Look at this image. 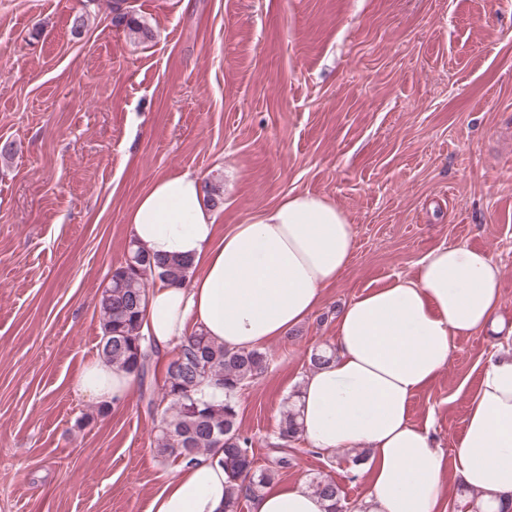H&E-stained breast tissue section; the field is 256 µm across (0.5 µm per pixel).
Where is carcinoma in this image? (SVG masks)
Listing matches in <instances>:
<instances>
[{"instance_id":"carcinoma-1","label":"carcinoma","mask_w":512,"mask_h":512,"mask_svg":"<svg viewBox=\"0 0 512 512\" xmlns=\"http://www.w3.org/2000/svg\"><path fill=\"white\" fill-rule=\"evenodd\" d=\"M115 23L144 39L151 31L128 12L115 7ZM139 268L123 264L114 270L98 298L102 317L99 353L132 377L145 381L151 371L154 352L141 333L149 282L183 283L191 276V265L180 259L150 256L130 241ZM270 359L255 348L233 350L215 343L203 332H193L175 348L165 366L160 391L141 393L147 409L157 414V452L185 464L209 452L223 453L222 464L230 475L225 512H238L241 499L254 497L271 484L276 472L288 467V444L299 439L296 413L282 412L277 442L272 444L271 465H257L252 440L243 434L238 421L237 395L268 371ZM221 391L204 400L198 397L202 385ZM313 493L330 502L328 512H346L341 489L328 478L310 482Z\"/></svg>"}]
</instances>
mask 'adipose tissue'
<instances>
[{"mask_svg": "<svg viewBox=\"0 0 512 512\" xmlns=\"http://www.w3.org/2000/svg\"><path fill=\"white\" fill-rule=\"evenodd\" d=\"M192 172L156 180L128 215L131 235L151 256L189 261L182 286L157 283L142 325L160 355L194 330L217 344L257 348L297 327L321 290L350 263L354 227L336 204L290 194L215 236L216 215ZM501 269L464 244L426 253L415 276L368 291L339 314L333 360L303 382L296 409L312 450L369 453L367 512H439L446 467L479 493L483 512L512 505V356H490L469 399L452 459L410 405L448 363L453 340L496 323ZM74 389L102 406L128 399L133 379L104 358L85 363ZM227 477L218 458L177 466L147 512H224ZM306 488L269 486L252 512H327Z\"/></svg>", "mask_w": 512, "mask_h": 512, "instance_id": "obj_1", "label": "adipose tissue"}]
</instances>
